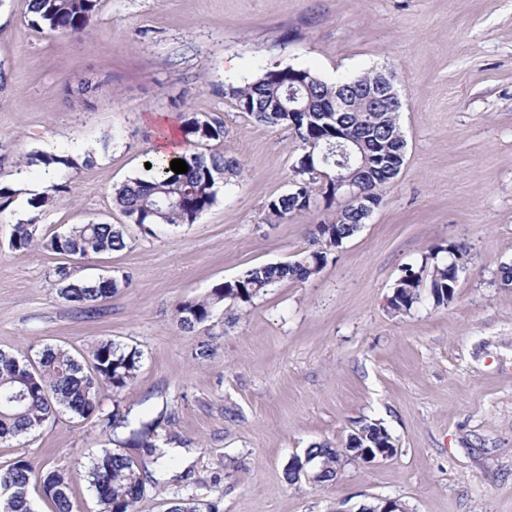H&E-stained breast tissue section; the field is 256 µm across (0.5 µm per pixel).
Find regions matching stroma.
<instances>
[{
    "instance_id": "35a3bbf8",
    "label": "stroma",
    "mask_w": 512,
    "mask_h": 512,
    "mask_svg": "<svg viewBox=\"0 0 512 512\" xmlns=\"http://www.w3.org/2000/svg\"><path fill=\"white\" fill-rule=\"evenodd\" d=\"M29 0H0V186L28 155L78 154L53 167L68 184L41 211L52 235L89 221L122 224L126 246L72 266L79 278L127 275L94 314L61 299L66 257L8 246L23 206L0 209V351L62 347L88 357L108 338L136 346L134 384L102 398L171 439L174 463L148 464L137 512L192 498L220 512H358L375 497L407 512H512V0H101L93 33L36 29ZM304 68L337 81L392 74L406 159L359 232L304 283L286 282L246 308L221 303L187 333L183 300L246 270L311 247L308 227L337 207L274 223L267 203L291 191L302 154L291 128L240 112L232 88L267 70ZM94 77L90 106L67 89ZM194 112L223 119L205 153L238 159L192 224L145 235L112 204L140 174L165 129ZM462 243L467 266L453 301L388 306L404 268ZM211 343V358L196 357ZM383 422L397 451L347 465L322 486L285 470L311 444L342 446L355 421ZM109 436L96 420L62 416L0 445L18 457L85 470Z\"/></svg>"
}]
</instances>
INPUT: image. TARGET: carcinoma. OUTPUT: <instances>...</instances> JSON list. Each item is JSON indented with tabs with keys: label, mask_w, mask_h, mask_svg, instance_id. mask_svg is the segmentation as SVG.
<instances>
[{
	"label": "carcinoma",
	"mask_w": 512,
	"mask_h": 512,
	"mask_svg": "<svg viewBox=\"0 0 512 512\" xmlns=\"http://www.w3.org/2000/svg\"><path fill=\"white\" fill-rule=\"evenodd\" d=\"M99 3L100 0H30L31 23L77 38L87 36L93 28ZM306 73L310 81L301 93L307 111L297 113L291 121L288 113L276 111L288 104V69H271L254 82L231 89L241 111L266 127H292L301 143L303 154L295 165V182L300 190L268 202L267 215L274 222L308 212L316 192L328 205L336 199V192L325 191L323 181L311 173L321 156L336 147L338 131L352 134L368 160L378 153L386 159L368 174V183L380 197L399 175L396 167L403 166L405 161L407 142L397 113L368 112L364 99L358 95L353 99L356 111L333 112L331 102L336 98V85L323 82L309 69ZM181 131L183 152L178 158L186 162L188 172L172 171L170 157H154L149 160L151 168L142 175L113 187V205L146 235L155 234L160 226L194 223L214 204L218 182L226 174H237L241 168L234 158L221 153L208 156L200 151V147L211 142L224 141V121L189 113L183 116ZM50 202L51 196L45 195L32 203L37 212L14 225L10 237L12 250L21 254L40 245L81 262L126 246V230L121 224H73L45 237L38 209ZM360 222L359 210L343 206L336 213L335 221L314 225L315 248L293 261L252 267L235 280L215 285L202 299L178 302L174 309L177 324L191 333L208 322L216 306L226 300L246 306L286 281L303 283L314 278L326 265L331 251L360 229ZM446 253L441 259L436 252L424 256L422 265L431 266V278L426 284L415 278L414 268L402 270L393 286L392 310L409 312L425 297L437 307L452 301L448 287L452 286L453 268L465 266L467 247L453 243L448 245ZM55 277L58 295L86 312L95 311L129 285L125 276L79 279L67 266L57 268ZM89 356L92 368L88 371L78 357L61 347L46 346L33 357L0 352V443L37 431L56 421L64 411L82 420L98 419L112 436L117 435L118 429L129 427V415L119 408L103 413L101 397L106 391L119 394L133 385L141 368V351L112 339H101L91 348ZM155 432L154 423H143L119 444L144 448L157 463L166 453L160 449ZM345 447L394 449L396 444L383 423L360 419L355 422ZM307 454L319 462L317 486L336 479L339 468L358 460L354 453L344 455L328 443L311 445ZM74 477L69 467H48L19 457L0 468V512H34L30 493L35 486L52 502L53 512H73ZM82 477L95 492L100 512H135L144 495L141 467L121 450L103 449ZM169 512H219V508L215 504L180 498L172 502Z\"/></svg>",
	"instance_id": "carcinoma-1"
}]
</instances>
